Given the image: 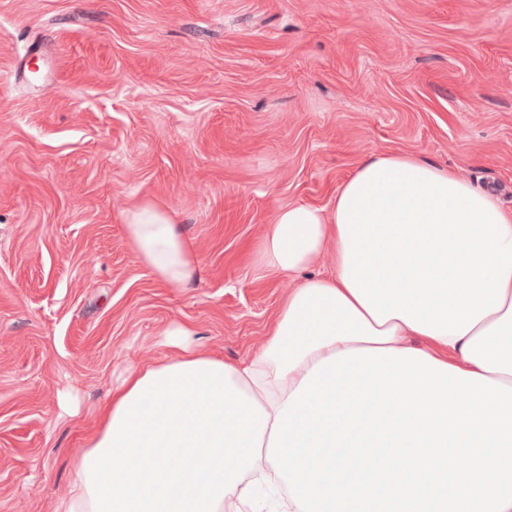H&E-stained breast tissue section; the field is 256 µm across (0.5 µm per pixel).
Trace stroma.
<instances>
[{"mask_svg": "<svg viewBox=\"0 0 512 512\" xmlns=\"http://www.w3.org/2000/svg\"><path fill=\"white\" fill-rule=\"evenodd\" d=\"M389 154L512 208V0H0V512H53L172 324L259 354L295 285L256 269L276 211ZM139 203L190 239L191 288L138 261Z\"/></svg>", "mask_w": 512, "mask_h": 512, "instance_id": "35a3bbf8", "label": "stroma"}]
</instances>
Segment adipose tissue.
I'll return each instance as SVG.
<instances>
[{
	"mask_svg": "<svg viewBox=\"0 0 512 512\" xmlns=\"http://www.w3.org/2000/svg\"><path fill=\"white\" fill-rule=\"evenodd\" d=\"M139 262L188 287L200 258L164 208L126 209ZM334 246V272L293 288L261 354L228 364L165 332L178 354L130 368L72 460L55 512H224L252 500L275 417L314 365L351 349L412 348L512 387V213L411 155L363 160L331 209L279 208L261 271L292 275Z\"/></svg>",
	"mask_w": 512,
	"mask_h": 512,
	"instance_id": "ef3b65f1",
	"label": "adipose tissue"
}]
</instances>
